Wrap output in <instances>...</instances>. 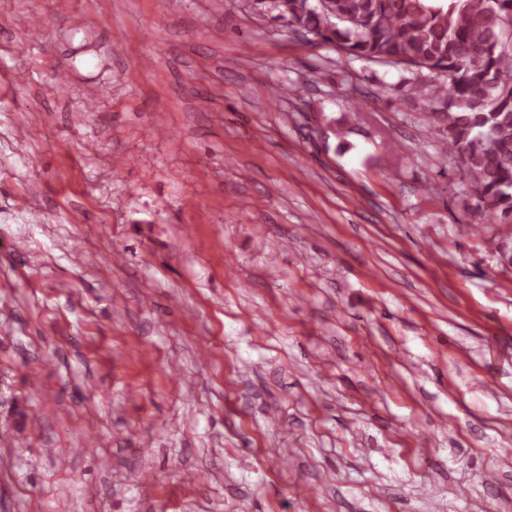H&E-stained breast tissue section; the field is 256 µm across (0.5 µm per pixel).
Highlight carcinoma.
Listing matches in <instances>:
<instances>
[{"label": "carcinoma", "instance_id": "cac0c4a2", "mask_svg": "<svg viewBox=\"0 0 512 512\" xmlns=\"http://www.w3.org/2000/svg\"><path fill=\"white\" fill-rule=\"evenodd\" d=\"M296 33L347 56L427 71L426 97L478 222L512 224V0H266Z\"/></svg>", "mask_w": 512, "mask_h": 512}]
</instances>
